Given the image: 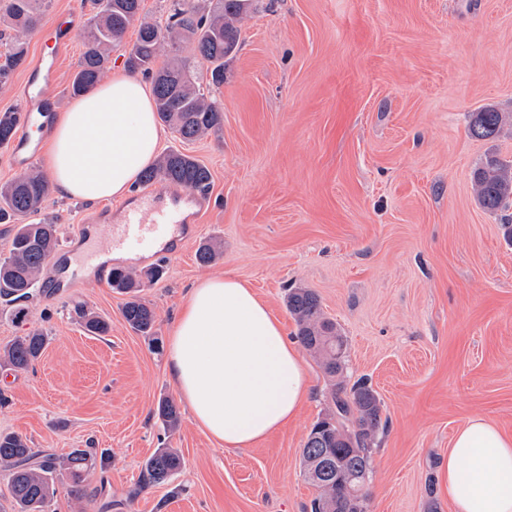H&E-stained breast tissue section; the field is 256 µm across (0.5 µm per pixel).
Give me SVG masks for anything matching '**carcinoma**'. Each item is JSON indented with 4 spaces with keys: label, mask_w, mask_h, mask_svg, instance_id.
Returning <instances> with one entry per match:
<instances>
[{
    "label": "carcinoma",
    "mask_w": 512,
    "mask_h": 512,
    "mask_svg": "<svg viewBox=\"0 0 512 512\" xmlns=\"http://www.w3.org/2000/svg\"><path fill=\"white\" fill-rule=\"evenodd\" d=\"M45 0H0V22L14 32L0 66V77L26 62L25 37L42 24ZM141 0H97V12L85 34V50L72 77L75 96L93 88L110 62L112 46L120 42L136 19ZM253 0H209L205 7L194 0H172L164 23H143L126 59L129 71L151 77L159 120L179 141L192 142L220 128L224 108L215 92L224 85V66L240 44V23ZM189 39L195 58L206 66L209 79L202 82L190 63L177 57L155 67L165 43ZM21 123L16 108L0 111V147L14 139ZM502 113L485 109L473 113L469 134L479 139L495 137L502 126ZM163 180L175 186L205 191L211 183L209 169L178 150L164 151L146 169L140 182ZM480 205L497 212L512 204V162L488 156L473 172ZM49 194L46 176L36 170L0 185V224L14 225L9 256L0 260V297L13 303L27 301L47 265L44 251L57 250L59 225L49 218L22 223L41 213ZM110 284L129 295L123 316L129 327L146 337L154 335V310L140 297L145 283L141 274L124 267L112 268ZM288 312L298 326L300 344L320 358L330 381L328 410L311 426L301 456L306 479L316 489L309 512H367V489L373 477L371 453L381 426V405L368 379L350 381L346 372V340L337 324L326 317L316 295L305 288H290ZM77 315L86 331L102 336L108 323L84 309ZM45 336L39 331L17 337L0 350V361L16 370H27L40 357ZM156 413L164 428L175 430L180 413L168 398L158 401ZM106 457L94 448H76L63 457L30 448L15 434H0V471L8 477L13 512H45L55 492V481L66 476L72 493L81 495L85 474L105 464ZM182 466L175 448H158L144 463L143 487L169 480Z\"/></svg>",
    "instance_id": "cac0c4a2"
}]
</instances>
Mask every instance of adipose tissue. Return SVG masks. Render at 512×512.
<instances>
[{"label": "adipose tissue", "instance_id": "adipose-tissue-1", "mask_svg": "<svg viewBox=\"0 0 512 512\" xmlns=\"http://www.w3.org/2000/svg\"><path fill=\"white\" fill-rule=\"evenodd\" d=\"M164 132L150 82L119 71L57 114L48 155L61 196L125 197L156 158ZM169 376L192 420L225 448H247L294 420L309 389L279 320L236 277L189 289L166 345ZM455 512H512V435L483 418L454 434L446 466Z\"/></svg>", "mask_w": 512, "mask_h": 512}]
</instances>
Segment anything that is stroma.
Listing matches in <instances>:
<instances>
[{
  "mask_svg": "<svg viewBox=\"0 0 512 512\" xmlns=\"http://www.w3.org/2000/svg\"><path fill=\"white\" fill-rule=\"evenodd\" d=\"M169 0H141L112 49L120 70L141 22ZM219 133L183 144L211 172L207 206L161 277L141 295L154 338L126 323L123 294L92 277L35 288L16 316L0 298V349L32 330L33 367L0 363V432L57 456L94 448L108 458L83 494L56 483L45 512H304L315 489L302 468L327 380L300 357L310 395L298 419L252 447L227 450L182 415L166 431L160 397H177L166 366L172 321L206 274L245 282L280 320L290 288L319 298L347 343L352 377H368L385 427L372 450L369 512H455L445 487L454 432L485 417L512 433V208L477 201L486 156L512 161V0H255L224 72ZM502 112L499 134L468 133L472 113ZM49 194L43 214L62 241L85 217L122 207ZM221 256L203 266L201 244ZM85 307L109 325L88 334ZM184 465L169 481H138L156 448Z\"/></svg>",
  "mask_w": 512,
  "mask_h": 512,
  "instance_id": "stroma-1",
  "label": "stroma"
}]
</instances>
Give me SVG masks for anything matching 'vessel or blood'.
Listing matches in <instances>:
<instances>
[{"instance_id": "vessel-or-blood-1", "label": "vessel or blood", "mask_w": 512, "mask_h": 512, "mask_svg": "<svg viewBox=\"0 0 512 512\" xmlns=\"http://www.w3.org/2000/svg\"><path fill=\"white\" fill-rule=\"evenodd\" d=\"M83 24L82 16L75 12L63 24L51 28L47 33L51 53L38 56L29 69L24 85L25 132L8 149L14 167H25L36 159L37 147L47 134L52 119L47 90L57 81L59 58ZM190 206L198 210L203 207L202 197L192 190L168 203L156 192L135 194L132 202L115 217L109 245L112 250L138 258L158 257L163 246L187 233L186 209Z\"/></svg>"}]
</instances>
